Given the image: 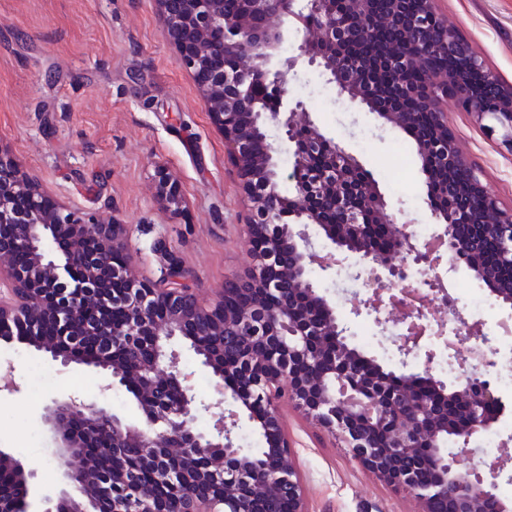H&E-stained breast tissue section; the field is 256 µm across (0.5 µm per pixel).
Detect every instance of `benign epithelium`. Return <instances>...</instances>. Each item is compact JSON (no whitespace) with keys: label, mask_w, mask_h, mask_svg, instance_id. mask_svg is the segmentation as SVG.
Here are the masks:
<instances>
[{"label":"benign epithelium","mask_w":512,"mask_h":512,"mask_svg":"<svg viewBox=\"0 0 512 512\" xmlns=\"http://www.w3.org/2000/svg\"><path fill=\"white\" fill-rule=\"evenodd\" d=\"M157 2L163 33L205 93L249 201L254 265L224 280L212 302L173 267L157 279L139 278L129 225L58 202L47 207L49 194L0 145V334L37 337L34 347L64 370H99L102 390L129 387L143 412L141 424L128 425L94 402L54 399L46 419L59 453L99 448L122 457L133 448L135 457L107 471L87 467L79 478L66 472L67 488L44 497L42 512H81L91 500L90 479L117 487L147 464L168 483L166 461L178 463L177 512H252L238 491L250 481L269 499H288V512H306L288 465L283 397L343 434L366 469L412 494L422 512H512L495 494L500 467L472 466V445L494 421L489 409L501 408L489 381L466 374L492 365L488 338L461 317L447 328L427 304L450 295L444 276L466 269L512 309V208L484 189L478 166L458 152L448 127L452 99L512 153V89L448 26L437 0ZM285 25L302 37L300 53L273 69ZM440 52L460 66L431 70L419 92L403 84L407 72L426 68ZM213 56L229 64L216 68ZM304 65L322 69L352 103L413 140L442 248L429 250L409 224L395 221L375 179L315 125L302 102L284 106L288 76ZM258 82L272 90L274 109L251 92ZM281 140L293 153L295 194L288 199L279 191ZM156 170L158 199L180 208L178 184L162 166ZM307 171L314 178L304 177ZM310 224L339 260H321L304 230ZM63 235L75 250H59ZM85 240L98 251L84 252ZM354 255L360 263L353 278L369 291L351 312L372 315L380 326L403 324L393 340L407 368L399 375L350 345L341 315L308 278L312 266L331 272ZM420 264L434 276L421 298L406 301L397 286ZM175 340L213 376L220 398L202 404L215 418L209 432L194 427L198 408L190 375L177 369ZM439 351L448 352V369L457 373L452 382L432 374ZM421 353L420 373L406 357ZM242 415L264 439L258 452L268 464L259 473L254 454L234 436ZM421 456L433 476L415 469ZM0 472V504L12 500V512H32L33 474L3 451ZM99 503V512H171L137 491Z\"/></svg>","instance_id":"7a95c632"}]
</instances>
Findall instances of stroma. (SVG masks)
<instances>
[{
  "instance_id": "1",
  "label": "stroma",
  "mask_w": 512,
  "mask_h": 512,
  "mask_svg": "<svg viewBox=\"0 0 512 512\" xmlns=\"http://www.w3.org/2000/svg\"><path fill=\"white\" fill-rule=\"evenodd\" d=\"M450 26L470 41L505 86L512 87V0H439ZM289 101L353 154L411 224L434 225L415 148L397 157L399 129L342 102L335 84L314 67L288 81ZM448 125L461 153L481 170L487 192L512 207V153L473 117L448 105ZM0 145L60 203L131 224L144 271L160 276L175 261L205 299L252 262L246 209L224 137L192 77L179 68L162 33L155 0H0ZM181 186L180 213L155 198V162ZM311 278L350 329V343L385 369L400 371L389 332L369 316L354 317L351 295L334 275ZM0 450L34 472L35 495L58 490L70 459L58 455L44 420L52 399L70 394L140 424L132 394L101 392L94 370H61L49 354L0 341ZM57 375L47 394L34 393L37 369ZM288 461L307 512H420L418 502L362 468L339 435L313 424L293 403L280 406Z\"/></svg>"
}]
</instances>
